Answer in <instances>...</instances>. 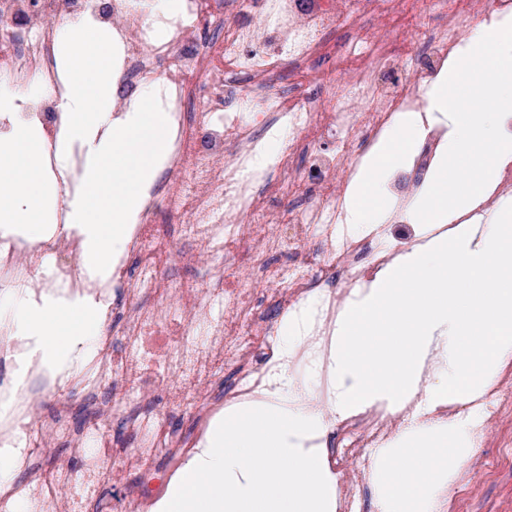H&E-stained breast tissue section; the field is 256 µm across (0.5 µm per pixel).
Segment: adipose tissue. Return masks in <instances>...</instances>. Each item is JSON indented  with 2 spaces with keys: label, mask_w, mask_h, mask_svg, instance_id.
Listing matches in <instances>:
<instances>
[{
  "label": "adipose tissue",
  "mask_w": 512,
  "mask_h": 512,
  "mask_svg": "<svg viewBox=\"0 0 512 512\" xmlns=\"http://www.w3.org/2000/svg\"><path fill=\"white\" fill-rule=\"evenodd\" d=\"M62 38L72 52L56 162L67 165L71 144L86 149L83 189L66 202L67 225L83 237L84 265L108 272L130 218L142 207L141 187L163 149L165 123L145 95L125 116H114L111 36L78 20ZM461 55L475 66V77L461 83L452 63L426 92L428 111L447 120L448 133L424 192L409 205L417 222L449 230L393 258L369 291L345 307L333 350L338 415L378 402L394 412L417 405L418 420L381 464L382 494L392 512H435L436 492L453 482L460 450L476 452L479 440L461 420L457 447H437L433 434L440 424L433 413L478 398L512 363V204H503L497 223L482 231L458 223L512 162V143L496 126L499 113L512 112V28L478 31ZM452 90L461 108L449 105ZM425 133L422 120L408 113L380 143L356 184L352 223L387 219L392 207L383 182ZM45 150L42 134L24 124L0 140V224L42 234L46 204L58 198L43 165ZM16 316L24 335L37 338L46 357L60 363L96 336L101 313L83 303L40 309L22 303Z\"/></svg>",
  "instance_id": "adipose-tissue-1"
}]
</instances>
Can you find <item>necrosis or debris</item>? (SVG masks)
<instances>
[{"label": "necrosis or debris", "instance_id": "obj_1", "mask_svg": "<svg viewBox=\"0 0 512 512\" xmlns=\"http://www.w3.org/2000/svg\"><path fill=\"white\" fill-rule=\"evenodd\" d=\"M232 6L219 28L221 0H181L169 17L131 0H113L106 13L100 0H0V72L53 89L21 120L50 136L59 130V31L82 16L115 25L123 100L159 81L170 121L166 157L110 278L74 274L76 235L37 246L0 235V287L89 297L104 309L99 336L64 372L0 320V457L19 472L0 482V512H145L225 406L264 401L288 366L328 383L337 290L372 281L391 257L376 235L347 222L353 162L397 114L421 104L424 78L447 64L463 29L512 14V0H322L310 14L295 0ZM366 17L376 26L364 27ZM336 28L345 38L324 41ZM286 63L306 97L273 85ZM192 98L195 114L184 110ZM243 99L255 118H239ZM281 129L287 149L272 169L260 167L263 136ZM336 135L347 150L326 147ZM49 253L51 275L42 263ZM176 263L189 275L173 274ZM305 307L302 342L278 348L273 313ZM228 364L239 373L229 387L216 381ZM510 412L506 387L438 410L447 420L471 414L480 432ZM114 417L121 431L109 426ZM396 426L375 409L338 420L330 456L340 470L367 475L372 449ZM60 444L74 461L57 458Z\"/></svg>", "mask_w": 512, "mask_h": 512}]
</instances>
